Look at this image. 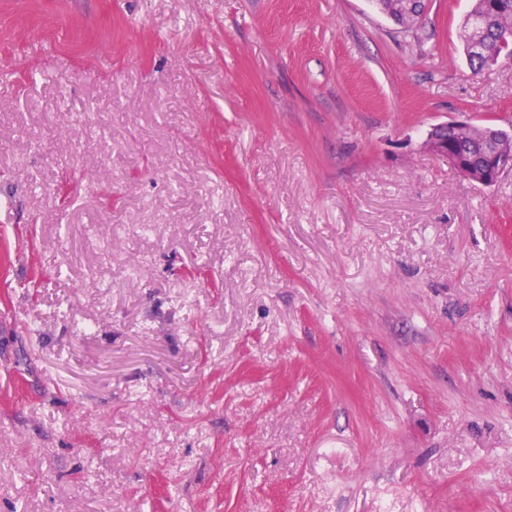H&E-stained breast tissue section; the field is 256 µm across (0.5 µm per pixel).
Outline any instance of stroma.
<instances>
[{
  "mask_svg": "<svg viewBox=\"0 0 512 512\" xmlns=\"http://www.w3.org/2000/svg\"><path fill=\"white\" fill-rule=\"evenodd\" d=\"M470 7L0 0V512H512ZM448 127H451L448 129ZM454 128V129H452ZM495 129L491 125H474L467 121H448L435 125L428 130L423 141L426 150L448 161L462 177L482 185L491 186L508 171L512 170V134L508 142L486 146L484 161L479 167L470 164L465 154L458 146L449 143L454 141L470 148L475 158H478L482 149L481 134L479 131L457 132L456 130ZM456 129V130H455ZM447 134V135H446Z\"/></svg>",
  "mask_w": 512,
  "mask_h": 512,
  "instance_id": "35a3bbf8",
  "label": "stroma"
}]
</instances>
